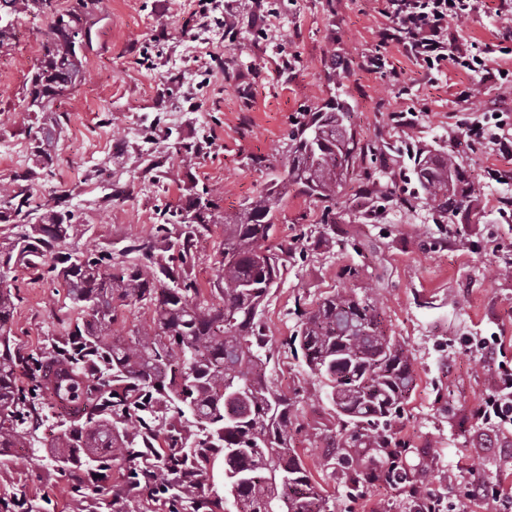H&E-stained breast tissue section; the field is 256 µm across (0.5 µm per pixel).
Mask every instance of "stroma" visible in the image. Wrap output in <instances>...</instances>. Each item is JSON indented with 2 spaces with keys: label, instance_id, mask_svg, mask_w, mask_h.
I'll list each match as a JSON object with an SVG mask.
<instances>
[{
  "label": "stroma",
  "instance_id": "obj_1",
  "mask_svg": "<svg viewBox=\"0 0 512 512\" xmlns=\"http://www.w3.org/2000/svg\"><path fill=\"white\" fill-rule=\"evenodd\" d=\"M213 21L198 25L190 0H98L94 48L77 87L50 111H27V81L38 66L49 12L21 13L0 48V185L30 176L38 196L60 197L86 226L81 249L111 248L124 262L130 241L150 237L166 207L185 204L202 189L221 213H242L249 201L282 182L294 121L325 101H346L345 123L361 144L378 139L390 150L350 167L331 200L289 187L269 246L299 247L264 302L262 321L279 353L269 374L296 400L291 445L315 480L335 499L336 512H418L419 501L378 481L355 489L326 464V439L336 414L318 379L285 345L299 328L298 311L327 295L374 298L390 335L409 355L414 388L393 424L407 448L412 475L446 508L498 512L497 502H467L474 484L491 483L512 499V440L477 422L474 408L496 385L498 362L512 361V222L502 217L512 197V154L493 140L472 145L466 130L490 107L512 109L499 82L445 69L428 77L378 32L382 0H215ZM236 17V37L218 19ZM502 48L512 65V5L482 0L479 12L448 27L449 51L472 43ZM221 56L223 68L210 66ZM386 62L369 70L374 56ZM408 113L398 126L393 113ZM58 122L51 167L30 153V129ZM429 154L457 149L470 204L451 224L434 223L424 200L396 208L370 194L381 181L406 192L419 182L406 142ZM508 172L497 182L488 169ZM178 171L169 179L168 171ZM224 240L217 225L200 239L191 269L203 300H211L212 268ZM22 300L14 311L17 344L47 350L67 317L65 290L19 272ZM496 336L487 359L465 339ZM43 448H11L0 456V495L25 490L42 512H111L109 490L122 483L113 463L105 491L74 488L54 470Z\"/></svg>",
  "mask_w": 512,
  "mask_h": 512
}]
</instances>
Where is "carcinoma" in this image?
Wrapping results in <instances>:
<instances>
[{"label":"carcinoma","mask_w":512,"mask_h":512,"mask_svg":"<svg viewBox=\"0 0 512 512\" xmlns=\"http://www.w3.org/2000/svg\"><path fill=\"white\" fill-rule=\"evenodd\" d=\"M96 0H78L54 14L43 55L31 74L28 97L46 112L58 96L59 77L79 75L92 42L88 23ZM50 0H0V28L13 27L19 6L46 7ZM348 105L329 100L288 134L283 185L249 203L239 218L219 215L204 191L184 206L164 210L152 236L126 247V265L87 251L63 269L46 257L58 241L86 233L75 214L34 196L16 179L0 186V266L30 270L47 283L63 281L75 320L61 321L51 351L23 352L13 343V313L20 286L0 289V450L27 445L49 449V459L79 485L100 482L109 460L131 464L112 505L136 493L173 498L174 512H335L311 471L291 448L294 398L273 385L268 367L272 343L261 323L267 298L255 259L265 245L288 185L308 197L336 195L349 165L362 152L348 133L347 165L338 162L336 134ZM56 125L36 127L32 155L47 168ZM418 181L436 224L454 214L448 195L467 202L464 171L452 149L433 160ZM373 193L399 205L412 196L381 182ZM224 224L222 259L212 286L218 303L200 299L188 267L199 238ZM179 225L177 237L170 226ZM128 302L153 307L152 324L127 339L112 337L118 308ZM91 313L84 317L86 310ZM299 344L308 369L324 381L341 427L353 431L349 447H393L392 419L412 390L409 356L386 334L376 303L353 293L324 297L300 312ZM60 421L51 440L38 431ZM224 464V498L204 495L215 460ZM0 512H39L25 492L0 496Z\"/></svg>","instance_id":"cac0c4a2"}]
</instances>
